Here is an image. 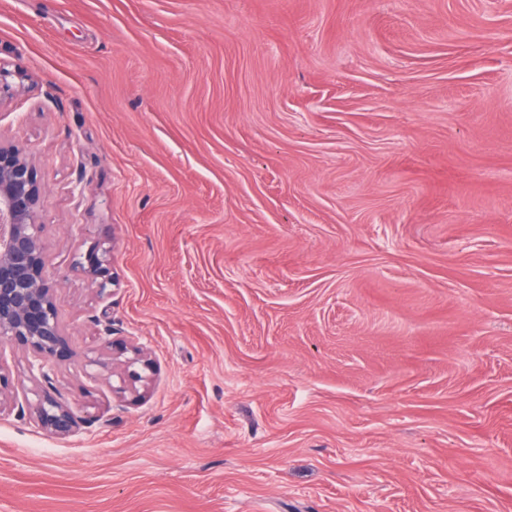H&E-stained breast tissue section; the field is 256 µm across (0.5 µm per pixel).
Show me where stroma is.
<instances>
[{
    "label": "stroma",
    "instance_id": "stroma-1",
    "mask_svg": "<svg viewBox=\"0 0 512 512\" xmlns=\"http://www.w3.org/2000/svg\"><path fill=\"white\" fill-rule=\"evenodd\" d=\"M0 61L87 421L0 416V512H512V0H0ZM84 259V260H82ZM111 258L101 252L98 246L92 248L84 257L79 256L74 260V267L81 269L93 282L98 285L99 295L103 297L108 284H113L110 273ZM112 282V283H111ZM117 354H130V356H126L125 360L117 363L123 368V372L120 373L122 385L118 388V392L123 394L126 392L138 393L140 395L137 384L145 382V377L136 367L148 368L150 360L146 358L145 353H143L140 347L132 343L129 346L127 344L121 346Z\"/></svg>",
    "mask_w": 512,
    "mask_h": 512
}]
</instances>
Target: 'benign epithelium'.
<instances>
[{"label": "benign epithelium", "mask_w": 512, "mask_h": 512, "mask_svg": "<svg viewBox=\"0 0 512 512\" xmlns=\"http://www.w3.org/2000/svg\"><path fill=\"white\" fill-rule=\"evenodd\" d=\"M23 81L21 75L0 61V102ZM42 186L34 165L24 149L15 141L0 135V342L29 355V379L48 383L51 367L73 356L69 336L59 318L56 289L48 267V245L37 222ZM111 259L99 247L92 248L74 260L98 285L104 295L113 282ZM118 354L121 393H138L145 382L139 368L150 366L143 350L123 345ZM14 387L8 364L0 357V415L16 412L37 430L59 439L79 434L82 420L65 403L51 394L31 390L35 400L23 395V401L9 400L4 391Z\"/></svg>", "instance_id": "benign-epithelium-1"}]
</instances>
